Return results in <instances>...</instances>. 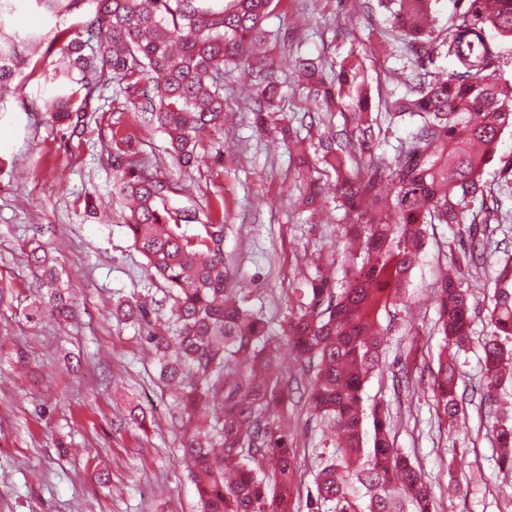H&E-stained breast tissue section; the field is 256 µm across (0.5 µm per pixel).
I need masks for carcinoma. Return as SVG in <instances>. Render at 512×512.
<instances>
[{
    "mask_svg": "<svg viewBox=\"0 0 512 512\" xmlns=\"http://www.w3.org/2000/svg\"><path fill=\"white\" fill-rule=\"evenodd\" d=\"M275 0H0V26L20 9L50 25L23 36L0 38V104L16 93L29 48L47 43L59 55L49 78L44 108L53 123L73 135L84 132L87 112L105 78L128 85L151 84L143 101L181 167L198 159L201 137L224 129L227 103L221 89L224 66H241L260 87L254 99L262 132L305 142L300 130L274 118L278 88L264 22ZM435 0H387L393 27L410 38L420 57L432 58L448 43L460 70L444 78L419 73L394 115L419 118L397 156L385 162L374 152L382 129L369 112L359 64L343 65L318 110L342 111L336 95L353 90L360 124L352 138L321 137L319 157L301 151L296 175L305 185L304 210L324 205L321 175L333 172V201L344 211L343 249L332 263L344 273L341 287L323 274L299 272L293 284L290 332L298 377L320 419L333 429L332 451L318 470L317 512H440L420 466L394 446L388 407L365 411V382L382 366L381 312L403 303L410 275L420 260L431 224H496L500 200L484 171L496 157L503 132L512 128V89L493 77L498 46L489 38H512V0H467L445 35H433ZM77 22L68 24L67 18ZM311 82L324 84L322 66L296 60ZM131 138L115 141L112 168L129 204L126 228L134 246L165 282L169 314L130 297L115 305L116 318L138 325L153 350L158 377L175 390L180 419L191 424L182 459L195 486L200 512H294L288 489L297 474L292 451L288 370L279 359L281 342L263 318L244 305L241 288L224 262V225L205 224L188 235L189 211L166 206L167 186L128 150ZM481 257L478 244L448 255L452 273L436 282L434 330L444 336L437 371L430 372L435 410L453 425L466 400L492 417L491 434L502 449L499 469L512 471V409L499 405L512 386V259L502 260L491 294L481 342L484 383L471 396L457 393L455 356L471 342L475 286L464 268ZM28 261L47 289L41 303L69 321L77 310L58 286L47 252L35 247Z\"/></svg>",
    "mask_w": 512,
    "mask_h": 512,
    "instance_id": "1",
    "label": "carcinoma"
}]
</instances>
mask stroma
I'll return each mask as SVG.
<instances>
[{"label":"stroma","instance_id":"stroma-1","mask_svg":"<svg viewBox=\"0 0 512 512\" xmlns=\"http://www.w3.org/2000/svg\"><path fill=\"white\" fill-rule=\"evenodd\" d=\"M265 27L281 104L292 124L310 127L309 143L322 129L296 56L321 61L328 80L355 60L373 111L386 115L376 152L394 159L414 124L391 116V105L409 93L418 66L377 0H278ZM52 62L36 54L19 78V93L0 108V512H199L180 460L174 394L158 382L142 333L112 314L120 296L171 306L165 283L152 276L125 228L128 210L114 192L120 175L108 158L113 139L132 135V151L168 184L170 209L223 217L224 256L246 305L264 315L276 336L297 272L340 243L343 213L300 210L293 157L281 138L256 131L244 101L257 89L246 86L242 68L224 70L230 122L223 133L205 136L196 167L185 172L168 156L165 134L138 111L140 94L119 82L102 85L82 135L53 126L41 110ZM511 161L508 129L484 173L503 202L478 270L485 281L512 253V172L503 170ZM89 195L104 202L107 220L87 210ZM462 233L456 225L428 227L404 304L380 318L385 363L366 382L364 404L388 407L396 447L421 463L442 512H512V474L497 466L490 418L472 403L454 424L438 420L431 389L419 380L437 365L442 338L433 331L434 284ZM36 244L54 259L77 307L69 325L58 326L38 309L42 290L27 260ZM487 332L483 312H476L472 342L457 358L459 389L484 381ZM134 406L144 409V423L130 419ZM331 439L325 423L298 402L293 451L301 468L289 489L297 512H308L306 494ZM102 472L108 484H99Z\"/></svg>","mask_w":512,"mask_h":512}]
</instances>
